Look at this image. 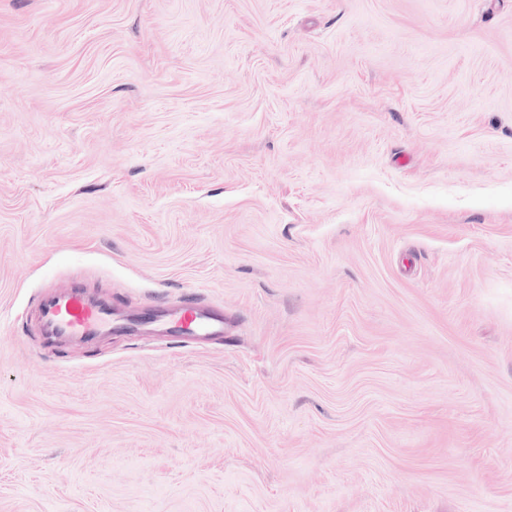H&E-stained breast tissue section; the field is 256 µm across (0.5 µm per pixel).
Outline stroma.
Wrapping results in <instances>:
<instances>
[{
  "label": "stroma",
  "mask_w": 512,
  "mask_h": 512,
  "mask_svg": "<svg viewBox=\"0 0 512 512\" xmlns=\"http://www.w3.org/2000/svg\"><path fill=\"white\" fill-rule=\"evenodd\" d=\"M0 512H512V0H0ZM45 324L60 336H95L112 331V310L86 301L80 294L63 290L42 307ZM167 330L172 334L185 336H210L224 331V319L220 317H202L192 307H183L179 311L166 315Z\"/></svg>",
  "instance_id": "obj_1"
}]
</instances>
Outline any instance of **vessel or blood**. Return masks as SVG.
Instances as JSON below:
<instances>
[{
  "label": "vessel or blood",
  "mask_w": 512,
  "mask_h": 512,
  "mask_svg": "<svg viewBox=\"0 0 512 512\" xmlns=\"http://www.w3.org/2000/svg\"><path fill=\"white\" fill-rule=\"evenodd\" d=\"M42 317L49 329L60 336H93L111 329L113 324L110 308L91 304L69 290L45 303ZM166 325L170 333L185 336H210L224 330L223 318L202 316L191 307L168 313Z\"/></svg>",
  "instance_id": "b4317fda"
}]
</instances>
